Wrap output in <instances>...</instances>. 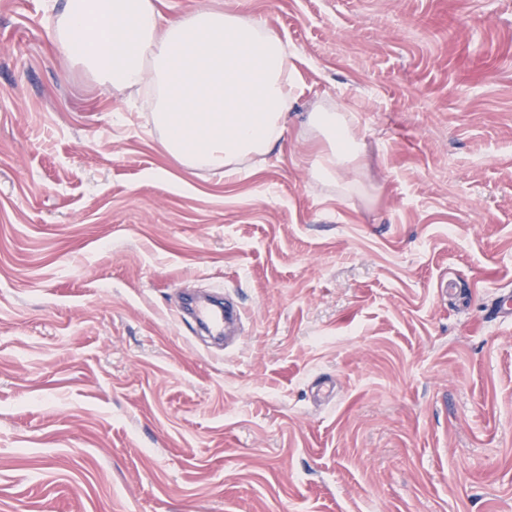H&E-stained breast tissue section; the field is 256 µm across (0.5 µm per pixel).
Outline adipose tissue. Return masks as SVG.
Listing matches in <instances>:
<instances>
[{
	"instance_id": "1",
	"label": "adipose tissue",
	"mask_w": 512,
	"mask_h": 512,
	"mask_svg": "<svg viewBox=\"0 0 512 512\" xmlns=\"http://www.w3.org/2000/svg\"><path fill=\"white\" fill-rule=\"evenodd\" d=\"M49 28L102 86L150 91L161 147L181 165L232 172L297 122L321 144L313 175L350 185L361 138L343 106L296 113L288 43L263 21L210 7L167 17L155 0H56Z\"/></svg>"
}]
</instances>
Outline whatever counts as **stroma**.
Masks as SVG:
<instances>
[{
  "label": "stroma",
  "mask_w": 512,
  "mask_h": 512,
  "mask_svg": "<svg viewBox=\"0 0 512 512\" xmlns=\"http://www.w3.org/2000/svg\"><path fill=\"white\" fill-rule=\"evenodd\" d=\"M0 0V512H512V0H158L250 15L359 192L290 130L237 173ZM244 313L216 347L183 293Z\"/></svg>",
  "instance_id": "35a3bbf8"
}]
</instances>
